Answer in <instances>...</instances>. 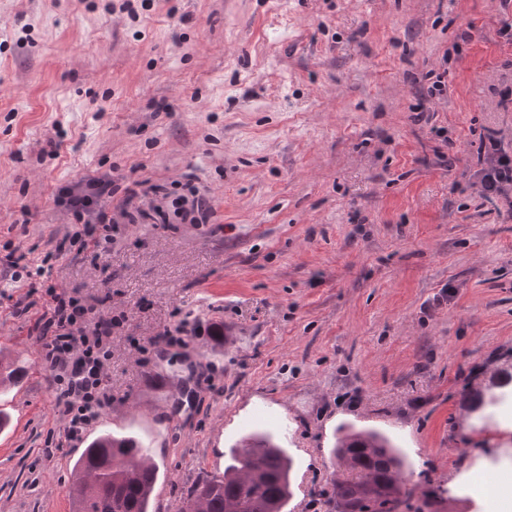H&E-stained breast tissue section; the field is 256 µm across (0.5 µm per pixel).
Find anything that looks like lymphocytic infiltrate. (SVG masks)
I'll list each match as a JSON object with an SVG mask.
<instances>
[{
	"mask_svg": "<svg viewBox=\"0 0 512 512\" xmlns=\"http://www.w3.org/2000/svg\"><path fill=\"white\" fill-rule=\"evenodd\" d=\"M484 165L479 182L484 194L500 193L512 183V155L501 150L496 139L483 145ZM102 188L89 181L84 191H66L69 207L85 217L82 232L101 248L112 245V227L98 208ZM40 315L41 356L53 372L54 407L65 424L69 439L80 438L112 405L106 385L107 366L112 357L111 317L97 315L87 300L67 292L49 290Z\"/></svg>",
	"mask_w": 512,
	"mask_h": 512,
	"instance_id": "1",
	"label": "lymphocytic infiltrate"
}]
</instances>
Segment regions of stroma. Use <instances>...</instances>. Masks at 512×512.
Segmentation results:
<instances>
[{"label": "stroma", "instance_id": "stroma-1", "mask_svg": "<svg viewBox=\"0 0 512 512\" xmlns=\"http://www.w3.org/2000/svg\"><path fill=\"white\" fill-rule=\"evenodd\" d=\"M507 22L502 0H0V356L26 368L0 388V512H72L105 429L153 456V512L257 431L293 460L286 512H331L343 426L392 440L414 500L512 512L478 491L512 487V188L477 178L487 137L512 152ZM93 178L107 253L60 245V190ZM154 184L197 187L209 222ZM51 287L122 319L76 441L40 355Z\"/></svg>", "mask_w": 512, "mask_h": 512}]
</instances>
